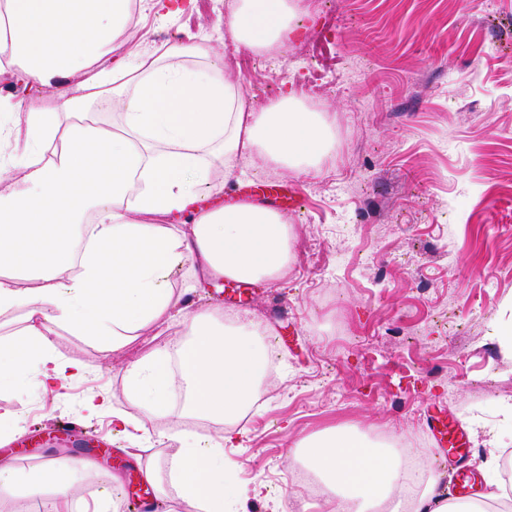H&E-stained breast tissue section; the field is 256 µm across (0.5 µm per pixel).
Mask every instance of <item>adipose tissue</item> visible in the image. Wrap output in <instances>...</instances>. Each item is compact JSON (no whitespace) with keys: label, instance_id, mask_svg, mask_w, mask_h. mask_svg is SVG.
Here are the masks:
<instances>
[{"label":"adipose tissue","instance_id":"1","mask_svg":"<svg viewBox=\"0 0 512 512\" xmlns=\"http://www.w3.org/2000/svg\"><path fill=\"white\" fill-rule=\"evenodd\" d=\"M133 0H0V79L31 87L56 83L50 107L24 108L0 97V162L19 159L22 184L0 200V315L23 309L22 325L0 340V388L47 389L83 377L87 365L58 356L65 329L120 348L146 328L178 320L186 339L125 368L128 410L93 394L83 408L112 415L127 433L137 416L169 420L167 468L139 459L158 495L174 491L178 512H239L228 479L226 444L243 435L237 420L260 392L271 328L248 319L219 322L195 308L198 288L231 280L277 281L294 258V228L250 203L202 207L222 194L243 161L315 171L335 146L323 113L293 96L249 109L229 77L233 61L204 45L135 43L120 49ZM224 25L236 51L283 44L296 26L293 0H230ZM81 74L77 86L69 79ZM120 106L105 124L99 105ZM179 288H172V280ZM184 395L182 407L170 400ZM223 425L200 441L190 418ZM289 464L312 469L332 512H486L441 496L429 471L417 495L399 494L398 448L350 428H329L287 450ZM84 460H48L32 471L0 462V492L50 491L56 512H114L120 474L92 501L74 499Z\"/></svg>","mask_w":512,"mask_h":512}]
</instances>
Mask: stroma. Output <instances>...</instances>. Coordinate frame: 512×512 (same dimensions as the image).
<instances>
[{"label":"stroma","mask_w":512,"mask_h":512,"mask_svg":"<svg viewBox=\"0 0 512 512\" xmlns=\"http://www.w3.org/2000/svg\"><path fill=\"white\" fill-rule=\"evenodd\" d=\"M299 28L257 55L236 54L224 38V0H199L179 22L153 11L132 28L155 47L206 44L237 57L248 107L302 85L311 110L336 123V149L312 172L245 164L247 181L299 188L305 206L286 211L297 231L296 261L271 286L235 295L204 289L225 319L242 312L275 327L279 366L258 410L243 418L231 478L250 489L247 512H326L307 507L286 450L312 433L354 426L368 436L421 438V418L450 405L482 475L489 441L512 449V358L493 330L512 322V0H334L329 12L294 0ZM178 323L147 329L120 349L61 332L58 352L89 364L66 387L0 392V412L17 413L39 454L79 457L98 475L76 489L91 499L116 463L82 450L61 432L109 448L158 453L167 423L148 418L114 440L112 418L88 415L85 397L107 394L127 406L125 366L183 341Z\"/></svg>","instance_id":"obj_1"}]
</instances>
